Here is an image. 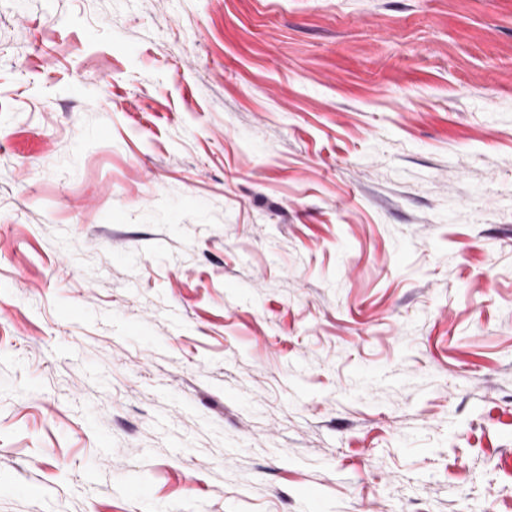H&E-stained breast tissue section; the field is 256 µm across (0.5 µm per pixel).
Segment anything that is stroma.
<instances>
[{"instance_id":"1","label":"stroma","mask_w":512,"mask_h":512,"mask_svg":"<svg viewBox=\"0 0 512 512\" xmlns=\"http://www.w3.org/2000/svg\"><path fill=\"white\" fill-rule=\"evenodd\" d=\"M0 512H512V0H0Z\"/></svg>"}]
</instances>
